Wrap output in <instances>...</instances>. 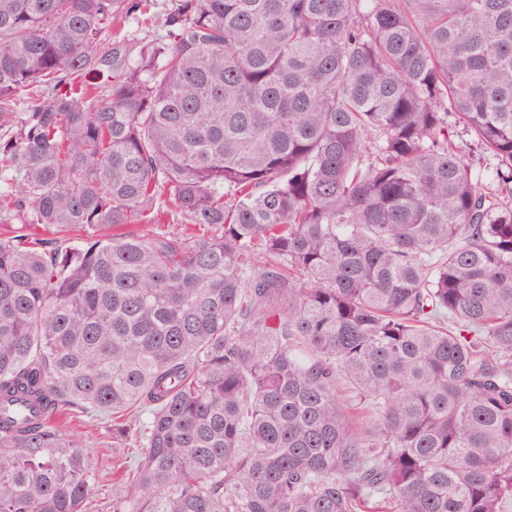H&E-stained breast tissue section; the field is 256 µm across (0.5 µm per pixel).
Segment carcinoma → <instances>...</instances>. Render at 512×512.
Wrapping results in <instances>:
<instances>
[{"instance_id":"cac0c4a2","label":"carcinoma","mask_w":512,"mask_h":512,"mask_svg":"<svg viewBox=\"0 0 512 512\" xmlns=\"http://www.w3.org/2000/svg\"><path fill=\"white\" fill-rule=\"evenodd\" d=\"M142 2L0 0V512H502L512 0ZM155 5L146 15L140 11L124 16L112 24V30L123 36L135 55L140 43L165 33V19L172 8V0H154ZM64 421H67L69 426L79 439L85 453L88 455L92 465L99 470L102 476V482L99 484L97 495L95 496L97 509L100 511L106 501L104 498L107 496L108 490L112 487V448H107L106 442H112L108 438L107 429L103 428L102 424L93 423L81 413L68 411Z\"/></svg>"}]
</instances>
